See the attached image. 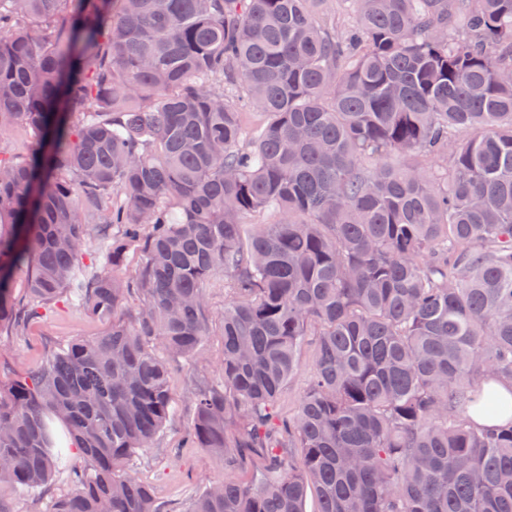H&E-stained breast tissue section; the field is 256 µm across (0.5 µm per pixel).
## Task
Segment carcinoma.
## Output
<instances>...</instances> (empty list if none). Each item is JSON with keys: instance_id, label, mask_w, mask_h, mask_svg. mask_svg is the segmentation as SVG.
<instances>
[{"instance_id": "carcinoma-1", "label": "carcinoma", "mask_w": 512, "mask_h": 512, "mask_svg": "<svg viewBox=\"0 0 512 512\" xmlns=\"http://www.w3.org/2000/svg\"><path fill=\"white\" fill-rule=\"evenodd\" d=\"M315 2L0 0V135L31 131L0 148V327L112 319L0 391V485L44 496L54 418L80 442L45 512H159L122 467L173 411L154 346L197 355L217 274L190 439L266 462L188 512H512V0H344L340 31ZM98 224H87L88 251L84 258V263L91 272L99 271L102 267L105 255L103 241L96 235ZM315 359V348L306 344L299 353V366L291 376L279 399V412L284 416L293 415L299 404L300 397L310 376Z\"/></svg>"}]
</instances>
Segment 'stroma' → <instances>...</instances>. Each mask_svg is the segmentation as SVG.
I'll use <instances>...</instances> for the list:
<instances>
[{"mask_svg":"<svg viewBox=\"0 0 512 512\" xmlns=\"http://www.w3.org/2000/svg\"><path fill=\"white\" fill-rule=\"evenodd\" d=\"M107 327V320L88 316L77 306L61 302L29 320L21 330L1 328L0 383L27 376L50 350L75 339H95ZM223 352L221 325L215 321L197 358L170 360L168 383L173 413L149 448L129 464L130 473L152 489L161 512H188L195 496L212 482L229 478L245 483L264 465L263 449L255 448L230 470L225 468L223 456L185 439L194 422L195 382L201 377L217 379ZM81 462L79 454L70 456L67 467L60 469L52 481L47 499L6 484L0 486V498L8 500L14 512H44L48 498L70 493L69 469Z\"/></svg>","mask_w":512,"mask_h":512,"instance_id":"obj_1","label":"stroma"}]
</instances>
